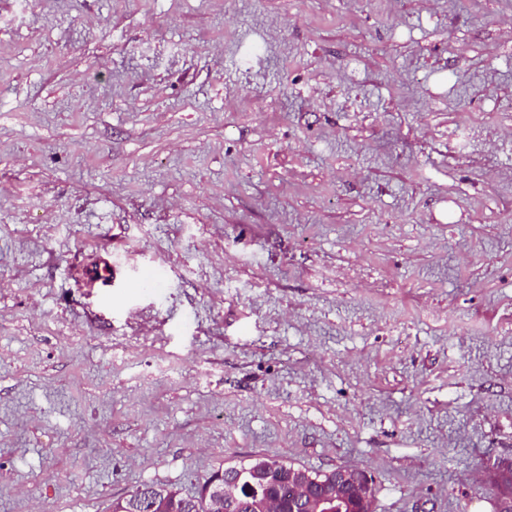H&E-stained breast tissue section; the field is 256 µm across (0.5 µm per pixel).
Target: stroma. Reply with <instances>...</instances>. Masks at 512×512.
I'll use <instances>...</instances> for the list:
<instances>
[{"label":"stroma","instance_id":"obj_1","mask_svg":"<svg viewBox=\"0 0 512 512\" xmlns=\"http://www.w3.org/2000/svg\"><path fill=\"white\" fill-rule=\"evenodd\" d=\"M257 458L498 512L512 0H0V512Z\"/></svg>","mask_w":512,"mask_h":512}]
</instances>
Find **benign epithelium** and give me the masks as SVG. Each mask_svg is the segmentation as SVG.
<instances>
[{"mask_svg":"<svg viewBox=\"0 0 512 512\" xmlns=\"http://www.w3.org/2000/svg\"><path fill=\"white\" fill-rule=\"evenodd\" d=\"M207 512H224V502L239 496L261 497V512H373V480L368 472L352 466L326 471L318 484L291 468L288 479L267 470L241 482H214L206 492Z\"/></svg>","mask_w":512,"mask_h":512,"instance_id":"obj_1","label":"benign epithelium"}]
</instances>
